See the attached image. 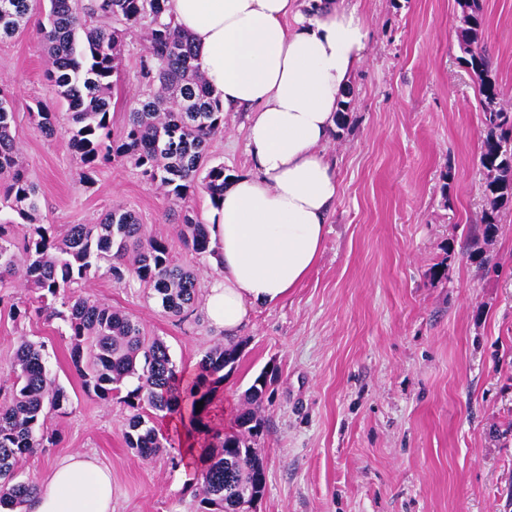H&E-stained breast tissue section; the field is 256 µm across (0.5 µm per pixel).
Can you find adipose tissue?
Here are the masks:
<instances>
[{
	"label": "adipose tissue",
	"instance_id": "1",
	"mask_svg": "<svg viewBox=\"0 0 512 512\" xmlns=\"http://www.w3.org/2000/svg\"><path fill=\"white\" fill-rule=\"evenodd\" d=\"M197 64L224 104L246 110L250 173L232 176L206 214L221 264L205 312L225 343L250 313L288 297L313 270L339 196L323 147L351 75L365 62L368 23L346 0H167ZM27 512H112V475L90 455L54 463Z\"/></svg>",
	"mask_w": 512,
	"mask_h": 512
}]
</instances>
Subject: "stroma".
I'll use <instances>...</instances> for the list:
<instances>
[{
  "instance_id": "1",
  "label": "stroma",
  "mask_w": 512,
  "mask_h": 512,
  "mask_svg": "<svg viewBox=\"0 0 512 512\" xmlns=\"http://www.w3.org/2000/svg\"><path fill=\"white\" fill-rule=\"evenodd\" d=\"M369 24L367 60L353 73L345 123L325 146L340 194L323 252L281 303L252 312L236 370L219 388L218 415H234L257 375L273 367V393L259 411L266 488L256 512H512V207L484 236L487 172L477 80L458 47L456 0H351ZM486 50L500 99L512 106V0H481ZM41 10L0 40V87L13 101L12 134L41 189L45 223L63 234L109 210H134L147 234L167 240L175 263L194 267L198 298L187 317L164 312L132 275L107 266L82 295L118 308L162 338L185 370L223 341L205 314L214 256L191 254L178 235L181 210L204 217V192L177 206L123 158L79 180L66 102L46 78ZM143 45L127 42L112 87V134L143 92ZM58 105L59 131L30 117ZM246 115L228 112L209 146L212 164L242 175ZM29 297L0 285V387L9 386L20 339L44 344L66 390L64 415L48 419L54 443L27 457L21 478L44 476L74 453L112 472V512H201L190 486L197 468L171 467L182 442L142 458L128 448L129 411L84 393L61 320H19Z\"/></svg>"
}]
</instances>
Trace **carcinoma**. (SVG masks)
I'll list each match as a JSON object with an SVG mask.
<instances>
[{"label": "carcinoma", "instance_id": "1", "mask_svg": "<svg viewBox=\"0 0 512 512\" xmlns=\"http://www.w3.org/2000/svg\"><path fill=\"white\" fill-rule=\"evenodd\" d=\"M47 23L40 34L48 58L46 79L67 103L71 145L79 154L83 182L103 161L125 158L142 177L168 197L181 201L197 189L216 205L224 197L230 175L224 165L207 166V148L224 130V105L194 64L191 37L167 18L166 0H48ZM464 27L459 47L479 81L489 133L482 143L481 164L489 173L486 190L491 206L481 216L484 234L496 231L498 211L512 202V108L499 104L500 92L490 72L484 47L483 16L478 0H458ZM33 0H0V39L10 38L26 22ZM112 20L119 26L112 27ZM143 41L140 81L144 99L129 112L122 135L110 128L113 76L118 74L127 36ZM37 128L57 132L53 107L40 102L31 112ZM12 99L0 90V284L20 279L31 295L14 307L21 319H59L67 327L72 366L82 389L102 401L120 398L130 411L126 444L141 457L165 448L160 422L176 411L190 433L210 429L216 388L236 368L241 345L219 342L203 356L197 373L183 379L159 337H147L140 325L120 309L70 292L90 279L103 259L110 274L121 279L129 271L153 292L163 310L186 316L198 295L194 271L173 264L166 240L147 235L134 213L123 208L106 212L96 224H71L63 236L40 223L39 187L29 179L12 135ZM179 235L197 256L214 254L206 225L185 211ZM26 228L17 244L18 227ZM43 344L25 338L18 343L14 377L0 400V509L16 512L34 493V483L19 479L22 463L44 447L49 416L60 413L68 395L47 369ZM267 394L262 376L246 390L236 432L200 454L202 469L195 483L202 512H245L261 500L265 468L257 448L263 433L258 410ZM203 408L196 410L198 402Z\"/></svg>", "mask_w": 512, "mask_h": 512}]
</instances>
